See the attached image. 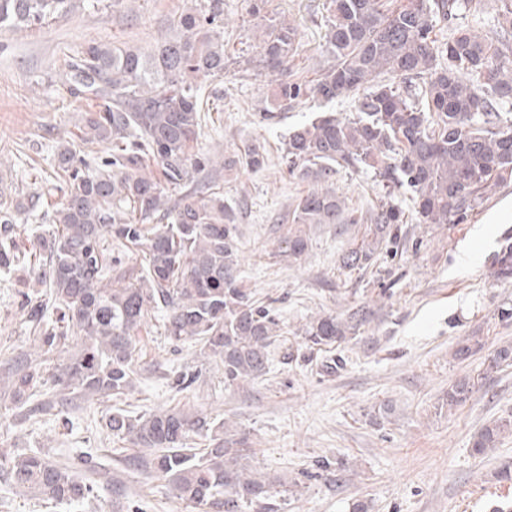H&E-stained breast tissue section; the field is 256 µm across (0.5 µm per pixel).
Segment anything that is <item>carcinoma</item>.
Masks as SVG:
<instances>
[{
  "instance_id": "carcinoma-1",
  "label": "carcinoma",
  "mask_w": 512,
  "mask_h": 512,
  "mask_svg": "<svg viewBox=\"0 0 512 512\" xmlns=\"http://www.w3.org/2000/svg\"><path fill=\"white\" fill-rule=\"evenodd\" d=\"M82 0H0V30L43 26ZM499 30L482 39L456 23L469 0H330L327 44L336 64L314 82L276 79L271 105L302 98L333 102L370 84L358 98L357 116L320 112L288 131V171L316 188L303 195L295 224H356L329 186L339 169L370 168L390 197L397 187L412 192L422 224H466L491 191L512 181V0H495ZM224 0H201L173 18V35L150 50L89 41L74 50L65 77L82 112L81 140L106 148L88 160L64 146L40 191L0 201V273L27 271L21 307L41 341V356L61 339L81 338L80 354L49 371L53 387L85 400L118 397L136 375V335L149 312L167 309L165 332L175 343L198 347L224 364L232 385L266 373L269 348L278 336L273 310L255 305L235 271L239 265L235 209L216 181L219 169L264 164L261 147L220 160L194 151L206 121L202 81L224 75ZM448 25V39L435 28ZM296 29L272 23L261 51L275 72L298 50ZM382 75L396 78L381 83ZM96 103L82 110V103ZM181 190L174 197L172 191ZM60 200L50 207L45 202ZM40 212L46 227L28 258L16 251L15 217ZM371 242L350 252L345 265L368 264L379 244L400 240L403 213L387 202L372 220ZM148 256L135 281L108 287L112 245ZM491 275L512 280V242L494 254ZM363 319L318 315L303 329L311 349L355 338ZM462 342L453 356L467 360L481 350ZM512 367V343L498 346L486 374ZM42 362L23 353L0 376L11 400L24 407L44 379ZM475 383L462 378L448 388V407L463 405ZM112 436L149 451L139 464L167 480L195 512H278L272 484L242 464L250 449L224 441L226 422L180 409L130 416L106 415ZM512 419L495 420L473 438L472 452L496 448ZM206 447L190 446L191 435ZM0 463L13 485L47 499L83 507L96 491L70 467L52 464L29 449Z\"/></svg>"
}]
</instances>
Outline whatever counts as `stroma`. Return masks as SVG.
Segmentation results:
<instances>
[{"instance_id":"35a3bbf8","label":"stroma","mask_w":512,"mask_h":512,"mask_svg":"<svg viewBox=\"0 0 512 512\" xmlns=\"http://www.w3.org/2000/svg\"><path fill=\"white\" fill-rule=\"evenodd\" d=\"M194 0H85L49 24L0 34V200L32 190L57 147L102 155L85 146L63 78L64 58L90 40L150 49L170 32L176 13ZM328 0H224V75L205 81L218 122L204 126L199 151L231 154L261 143L262 169L220 172L224 197L238 212L237 278L255 300L269 304L281 328L264 376L233 385L224 365L175 344L163 332L162 312L146 318L136 356L135 388L100 402H73L22 422L0 379V452L40 450L98 485L84 512H189L164 478L135 465L139 451L114 441L105 416H135L178 408L225 420L226 437L244 441L247 463L273 484L288 487L281 512H349L357 499L373 512H496L512 505V482L495 473L512 462V435L487 456L471 453L473 435L487 422L512 415V368L485 374L486 354L512 342V280L491 275V260L512 237V183L496 189L466 224L420 223L406 189L391 198L404 216L397 253L378 247L370 266L346 267L347 255L371 238L369 217L382 187L372 171L342 169L333 187L360 224H294L289 216L310 182L290 176L285 163L289 128L313 118L305 99L266 118L272 72L259 47L264 24H292L300 47L286 60L288 78L313 81L335 59L326 44ZM308 241L298 259L284 240ZM20 286L0 275V368L38 339L20 309ZM363 312L356 339L321 351L306 348L301 330L313 317ZM479 338L481 353L454 360L458 342ZM195 383L178 390L179 374ZM480 383L462 406L448 408L449 385L465 377ZM331 462L330 469L319 460ZM346 471L335 468L337 462ZM0 512H75L16 488L0 472Z\"/></svg>"}]
</instances>
